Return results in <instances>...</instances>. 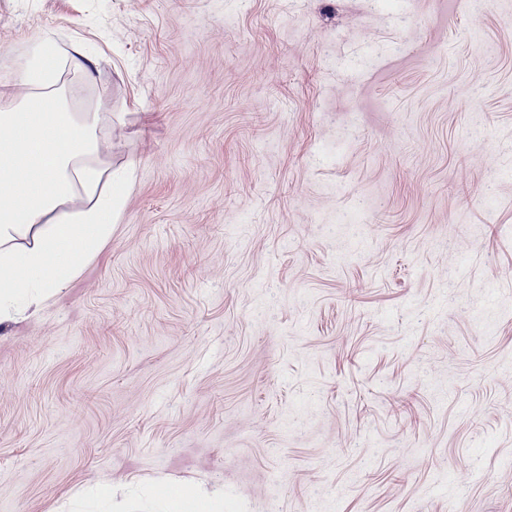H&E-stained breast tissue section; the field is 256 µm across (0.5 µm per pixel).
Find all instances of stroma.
Instances as JSON below:
<instances>
[{
    "mask_svg": "<svg viewBox=\"0 0 512 512\" xmlns=\"http://www.w3.org/2000/svg\"><path fill=\"white\" fill-rule=\"evenodd\" d=\"M402 10L0 0V101L87 41L135 164L0 325V512H512V0ZM165 512H212L211 506L197 499L194 495L183 491H173L168 494L165 502Z\"/></svg>",
    "mask_w": 512,
    "mask_h": 512,
    "instance_id": "35a3bbf8",
    "label": "stroma"
}]
</instances>
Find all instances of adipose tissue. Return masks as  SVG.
Here are the masks:
<instances>
[{"label": "adipose tissue", "instance_id": "1", "mask_svg": "<svg viewBox=\"0 0 512 512\" xmlns=\"http://www.w3.org/2000/svg\"><path fill=\"white\" fill-rule=\"evenodd\" d=\"M80 43L41 44L14 74L19 88L0 109V323L36 313L109 239L131 184L133 163L101 159L107 116L70 109L62 72L94 79Z\"/></svg>", "mask_w": 512, "mask_h": 512}]
</instances>
